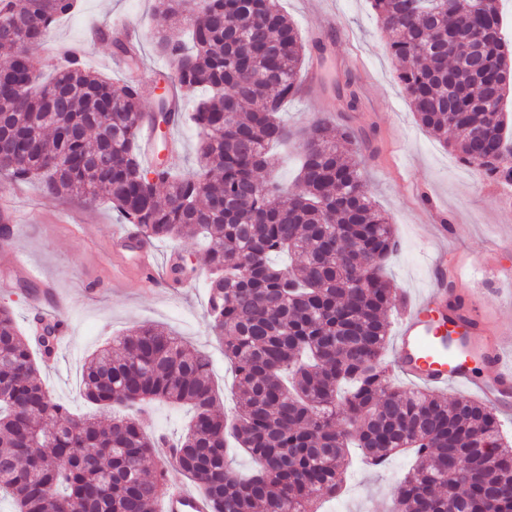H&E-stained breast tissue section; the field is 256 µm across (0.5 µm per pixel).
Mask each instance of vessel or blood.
<instances>
[{"mask_svg": "<svg viewBox=\"0 0 512 512\" xmlns=\"http://www.w3.org/2000/svg\"><path fill=\"white\" fill-rule=\"evenodd\" d=\"M334 36L319 27L313 36L314 60L303 81L307 93L321 90V49ZM139 256V270L146 281L155 279L154 245L133 227L112 231V254L118 269H125L127 253ZM6 266L26 279L44 283L45 277L26 263L18 250L4 255ZM399 372L409 381L437 390L453 389L465 398L491 408L512 411V344L486 320L480 289L459 294L448 286L445 257L435 260L432 288L419 295L403 313L395 339ZM161 512H211L202 492L172 482L161 501Z\"/></svg>", "mask_w": 512, "mask_h": 512, "instance_id": "obj_1", "label": "vessel or blood"}]
</instances>
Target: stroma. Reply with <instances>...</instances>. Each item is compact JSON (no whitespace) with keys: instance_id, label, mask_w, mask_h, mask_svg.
Returning a JSON list of instances; mask_svg holds the SVG:
<instances>
[{"instance_id":"35a3bbf8","label":"stroma","mask_w":512,"mask_h":512,"mask_svg":"<svg viewBox=\"0 0 512 512\" xmlns=\"http://www.w3.org/2000/svg\"><path fill=\"white\" fill-rule=\"evenodd\" d=\"M280 6L301 34H310L327 18L341 31L332 40L333 60L324 69L325 91L289 99L284 117L290 124L306 126L319 117L342 114L336 82L347 74L355 78L361 96L359 113L368 117L376 133L374 149L364 155L363 174L399 240L384 274L400 301H413L432 285L435 250L424 228L440 214L447 223L462 227L448 238V265L457 272V287L483 289L485 313L498 321L504 333H511L512 283L491 280L486 265L487 253L493 248L498 249L502 263L512 265V202L497 199L481 171L461 162L451 148L419 125L395 79L387 36L370 0H280ZM117 20L129 21L138 31L140 76L151 79L154 67L166 63L151 41L157 26L154 0H78L77 10L57 23L51 37L83 43L87 65L120 80L124 71L110 41L83 42L88 27ZM8 192L17 212L11 244L54 280L59 295L73 303L70 342L41 370L55 401L74 414L109 423L111 412L87 404L81 395L84 362L109 338L142 324H158L210 357L218 388L215 408L222 414L233 412L234 374L204 319L205 261L199 241L181 239L156 246L159 269L168 267L175 251L195 267L193 279L183 287L170 288L163 282L147 285L132 270L116 278L110 240L112 227L121 217L110 203L75 195L46 196L33 181L11 185ZM138 420L146 433L174 438L185 429L189 412L155 403ZM410 465V456L400 454L373 469L363 465L359 454H352L342 493L326 501L321 512H387L391 491Z\"/></svg>"}]
</instances>
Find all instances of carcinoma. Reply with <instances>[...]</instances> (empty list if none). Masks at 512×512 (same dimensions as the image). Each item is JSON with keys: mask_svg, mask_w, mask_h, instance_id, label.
<instances>
[{"mask_svg": "<svg viewBox=\"0 0 512 512\" xmlns=\"http://www.w3.org/2000/svg\"><path fill=\"white\" fill-rule=\"evenodd\" d=\"M500 0H370L397 80L420 125L461 161L505 154L512 91V41ZM152 38L187 95L205 88L187 118L199 136L198 169L175 175L167 161L142 162L144 91L115 84L70 56L35 88V53L77 0H0V176L36 179L46 196L112 203L153 241L204 239L209 330L235 375L237 411L214 410L211 361L163 328L141 325L97 350L82 372L92 406L125 413L106 425L74 418L53 401L33 346L0 306V498L13 512H156L168 468L143 463L159 439L137 415L154 401L186 406L174 467L208 496L211 512H319L345 480L354 438L368 465L407 448L415 465L392 493L391 512H512V441L494 410L390 381L385 361L397 295L382 274L398 243L373 204L361 171L365 139L320 120L294 133L279 117L300 92L310 44L279 0H155ZM490 44L479 69L460 26ZM346 109L360 97L352 78L337 86ZM299 138L295 192L269 170L268 149ZM486 178L512 182V165ZM254 469L240 473L229 441ZM496 444L488 454L487 441Z\"/></svg>", "mask_w": 512, "mask_h": 512, "instance_id": "cac0c4a2", "label": "carcinoma"}]
</instances>
